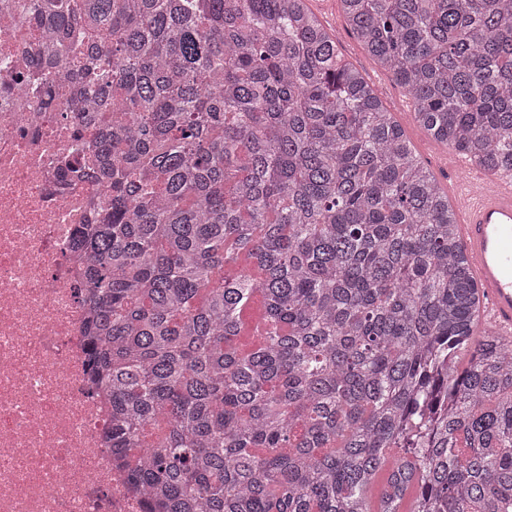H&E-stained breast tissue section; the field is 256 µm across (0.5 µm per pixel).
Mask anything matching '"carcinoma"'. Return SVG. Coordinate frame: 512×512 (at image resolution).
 I'll return each mask as SVG.
<instances>
[{
	"label": "carcinoma",
	"mask_w": 512,
	"mask_h": 512,
	"mask_svg": "<svg viewBox=\"0 0 512 512\" xmlns=\"http://www.w3.org/2000/svg\"><path fill=\"white\" fill-rule=\"evenodd\" d=\"M341 8L414 122L512 173V0ZM0 10L55 45L87 125L67 168L108 189L74 245L132 482L164 512H512V339L479 328L448 192L307 0Z\"/></svg>",
	"instance_id": "cac0c4a2"
}]
</instances>
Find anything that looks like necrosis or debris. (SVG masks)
<instances>
[{"label": "necrosis or debris", "instance_id": "necrosis-or-debris-1", "mask_svg": "<svg viewBox=\"0 0 512 512\" xmlns=\"http://www.w3.org/2000/svg\"><path fill=\"white\" fill-rule=\"evenodd\" d=\"M39 40L0 22V512H147L87 370L86 261L72 239L102 189L60 181L79 145L72 113L38 108L44 82L24 76Z\"/></svg>", "mask_w": 512, "mask_h": 512}]
</instances>
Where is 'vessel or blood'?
Returning a JSON list of instances; mask_svg holds the SVG:
<instances>
[{
    "instance_id": "vessel-or-blood-1",
    "label": "vessel or blood",
    "mask_w": 512,
    "mask_h": 512,
    "mask_svg": "<svg viewBox=\"0 0 512 512\" xmlns=\"http://www.w3.org/2000/svg\"><path fill=\"white\" fill-rule=\"evenodd\" d=\"M448 198L481 292L479 315L512 335V174L471 169L454 180Z\"/></svg>"
}]
</instances>
